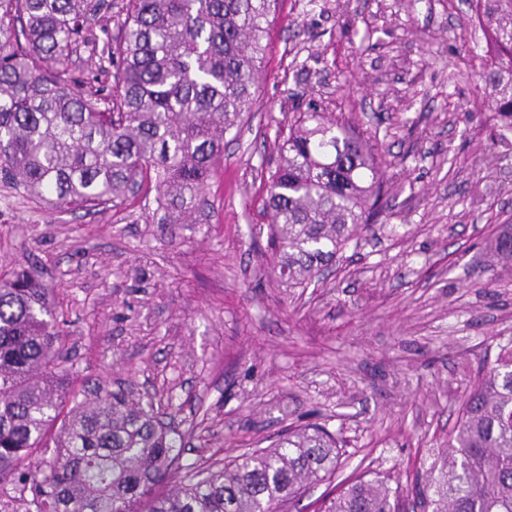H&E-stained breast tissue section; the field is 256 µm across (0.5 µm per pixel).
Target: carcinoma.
<instances>
[{"mask_svg":"<svg viewBox=\"0 0 512 512\" xmlns=\"http://www.w3.org/2000/svg\"><path fill=\"white\" fill-rule=\"evenodd\" d=\"M278 0H0V181L35 203L87 210L146 187L162 224H196L224 140L251 111ZM487 50L478 76L512 130V0H471ZM113 15L121 35L100 17ZM86 51L112 83L86 88ZM268 178V241L281 276L307 288L385 211V159L335 115L293 114ZM34 265L0 272V512H282L336 473L338 433L288 427L266 448L175 470L170 406L70 388L69 309ZM403 492L362 478L324 512H395ZM428 512H512V340L470 386ZM20 508H15V505Z\"/></svg>","mask_w":512,"mask_h":512,"instance_id":"cac0c4a2","label":"carcinoma"}]
</instances>
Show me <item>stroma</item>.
Wrapping results in <instances>:
<instances>
[{
  "label": "stroma",
  "instance_id": "stroma-1",
  "mask_svg": "<svg viewBox=\"0 0 512 512\" xmlns=\"http://www.w3.org/2000/svg\"><path fill=\"white\" fill-rule=\"evenodd\" d=\"M466 0H280L251 112L227 136L204 224H161L152 196L92 213L0 182V268L42 266L71 310L85 388L171 400L181 463L264 448L307 421L340 432L336 475L411 488L448 446L483 357L512 339V131L490 121ZM376 137L388 211L315 285L267 251V179L294 113Z\"/></svg>",
  "mask_w": 512,
  "mask_h": 512
}]
</instances>
